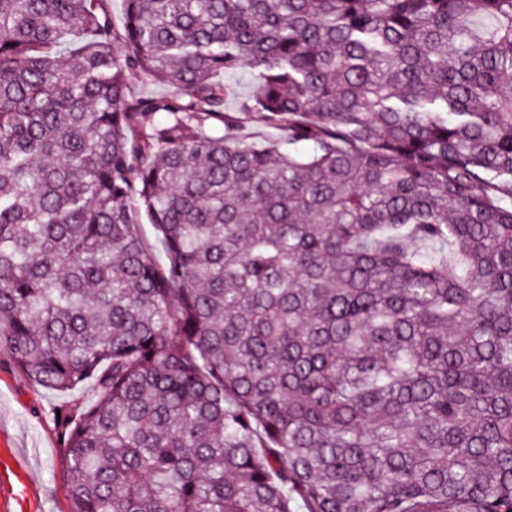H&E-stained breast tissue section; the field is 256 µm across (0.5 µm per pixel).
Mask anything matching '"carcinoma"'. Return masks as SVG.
I'll list each match as a JSON object with an SVG mask.
<instances>
[{"instance_id":"1","label":"carcinoma","mask_w":512,"mask_h":512,"mask_svg":"<svg viewBox=\"0 0 512 512\" xmlns=\"http://www.w3.org/2000/svg\"><path fill=\"white\" fill-rule=\"evenodd\" d=\"M124 2L0 0V349L72 512H512V0Z\"/></svg>"}]
</instances>
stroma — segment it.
Here are the masks:
<instances>
[{
  "instance_id": "35a3bbf8",
  "label": "stroma",
  "mask_w": 512,
  "mask_h": 512,
  "mask_svg": "<svg viewBox=\"0 0 512 512\" xmlns=\"http://www.w3.org/2000/svg\"><path fill=\"white\" fill-rule=\"evenodd\" d=\"M59 400L0 350V512H71L64 450L44 417Z\"/></svg>"
}]
</instances>
